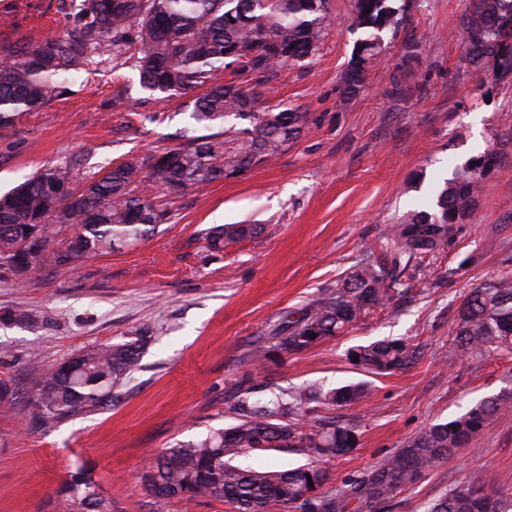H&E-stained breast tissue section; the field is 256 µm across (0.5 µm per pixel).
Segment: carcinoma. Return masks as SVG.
I'll return each mask as SVG.
<instances>
[{
  "mask_svg": "<svg viewBox=\"0 0 512 512\" xmlns=\"http://www.w3.org/2000/svg\"><path fill=\"white\" fill-rule=\"evenodd\" d=\"M406 7V0H352L349 25L362 38L349 63L346 91L361 85L367 64L382 50L381 33L401 24ZM334 24L329 0H71L61 31L36 43L0 44V127L65 95L70 76L91 64L131 65L141 88L153 96L185 97L206 87L189 101L193 126L181 135L183 143L129 156L80 187L81 160L74 157L41 168L0 195V267L12 271L21 259L31 274L54 236V224L79 227L53 253L59 266L131 246L168 220L157 193L178 196L216 181L226 170L249 169L278 154L300 135L306 113L268 101L257 111L262 92L215 83L214 75L232 67L266 82L275 68L312 56ZM506 27L512 29V0H478L475 15L466 21L462 63L480 74L492 59L497 68L512 72ZM496 164L498 157L490 152L458 168L437 188L431 210L409 212L393 226L385 238L386 262L356 266L275 334L259 337L253 358L262 362L299 354L385 309L396 294L394 270L401 257L446 252L477 204L487 170ZM262 231L253 224H224L208 236L218 248ZM450 334L464 353L512 355V256L502 260L493 278L463 296ZM142 344L140 334L105 344L50 372L36 393V421L48 425L112 407V389L140 368ZM355 357V366L389 374L410 368L417 350L403 339L386 338L351 349L348 360ZM230 392L235 423L158 455L144 475L146 491L160 489L164 499L222 498L234 512H385L396 492L463 447L492 416L512 410V390L503 389L425 428L381 463L330 488L319 460L349 453L359 435L351 426L328 427L301 417L315 398L325 405L360 400L363 385L288 388L257 398L251 377L244 376ZM278 448L312 461L286 470L237 463L251 452ZM63 506L64 512H112L98 484L84 475L72 479ZM424 512H512V492L480 476L431 500Z\"/></svg>",
  "mask_w": 512,
  "mask_h": 512,
  "instance_id": "obj_1",
  "label": "carcinoma"
}]
</instances>
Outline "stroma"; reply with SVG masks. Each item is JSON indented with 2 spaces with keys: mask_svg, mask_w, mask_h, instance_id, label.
Instances as JSON below:
<instances>
[{
  "mask_svg": "<svg viewBox=\"0 0 512 512\" xmlns=\"http://www.w3.org/2000/svg\"><path fill=\"white\" fill-rule=\"evenodd\" d=\"M476 4L408 0L406 22L384 32L382 52L349 94L344 79L361 34L348 26L351 0H330L336 23L315 55L277 67L267 83L275 102L307 113L300 138L241 176L168 200V223L132 246L74 268L45 255L26 283L0 271V512H59L81 471L112 512H233L213 497L160 501L144 492L142 476L162 450L229 424L228 389L244 375L261 389L368 382L364 400L307 413L360 436L355 450L327 463L333 486L472 400L512 388V357L463 353L448 335L463 293L512 254V73L490 65L480 83L461 66L462 22ZM69 9L70 0H0V43L40 41L61 30ZM191 125L184 98L149 95L134 70L90 66L60 100L0 127V191L77 154L81 176H93L127 154L178 145ZM490 150L501 162L440 266L416 283L403 272L413 285L407 298L302 353L251 360L258 337L376 257L391 225L426 209L437 183ZM216 224L265 230L216 251L206 239ZM18 307L32 321H12ZM139 329L148 336L141 368L111 409L52 426L33 419L47 372ZM386 337L417 345V362L386 375L349 362L351 348ZM477 475L512 490V411L397 492L390 512H423Z\"/></svg>",
  "mask_w": 512,
  "mask_h": 512,
  "instance_id": "stroma-1",
  "label": "stroma"
}]
</instances>
